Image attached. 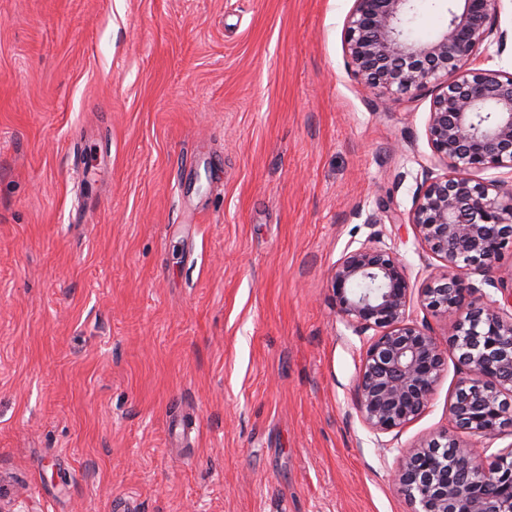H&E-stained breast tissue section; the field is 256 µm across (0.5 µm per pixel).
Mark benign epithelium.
Returning <instances> with one entry per match:
<instances>
[{
    "label": "benign epithelium",
    "instance_id": "1",
    "mask_svg": "<svg viewBox=\"0 0 512 512\" xmlns=\"http://www.w3.org/2000/svg\"><path fill=\"white\" fill-rule=\"evenodd\" d=\"M499 0H451L448 25L427 42L406 30L414 0H354L344 53L353 74L382 97L438 87L426 127L446 172L428 176L408 224L446 273L421 289L423 304L451 316L443 349L407 322L414 285L395 254L367 241L328 273L338 313L366 343L356 379L357 409L375 434L398 429L427 407L448 351L465 366L448 414L468 433L494 438L512 428V297L477 304L471 270H494L512 244V189L470 173L512 170V73L471 66L495 31ZM397 478L413 512H512V448L488 460L449 439L400 453Z\"/></svg>",
    "mask_w": 512,
    "mask_h": 512
}]
</instances>
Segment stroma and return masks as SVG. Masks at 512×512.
<instances>
[{"label":"stroma","mask_w":512,"mask_h":512,"mask_svg":"<svg viewBox=\"0 0 512 512\" xmlns=\"http://www.w3.org/2000/svg\"><path fill=\"white\" fill-rule=\"evenodd\" d=\"M353 0H0V497L29 512H411L399 451L457 429L456 353L373 434L363 339L327 276L374 240L424 287L410 225L435 89L380 101ZM444 0H415L428 41ZM475 64L512 73V0ZM484 298L512 292V247Z\"/></svg>","instance_id":"stroma-1"}]
</instances>
